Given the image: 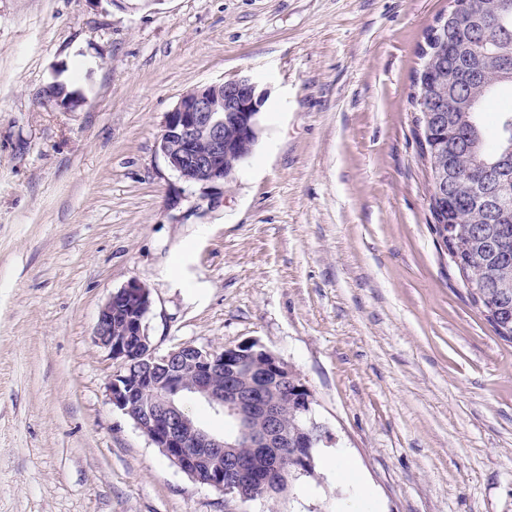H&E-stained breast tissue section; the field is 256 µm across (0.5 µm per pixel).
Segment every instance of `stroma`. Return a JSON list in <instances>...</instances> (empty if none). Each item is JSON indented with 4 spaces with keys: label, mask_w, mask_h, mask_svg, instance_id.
<instances>
[{
    "label": "stroma",
    "mask_w": 512,
    "mask_h": 512,
    "mask_svg": "<svg viewBox=\"0 0 512 512\" xmlns=\"http://www.w3.org/2000/svg\"><path fill=\"white\" fill-rule=\"evenodd\" d=\"M450 2L0 0V512H336L339 450L373 512H512V343L432 232L408 102ZM241 75L267 91L255 150L183 182L166 113ZM133 279L158 353L256 341L300 374L315 477L239 504L112 408L93 332ZM328 468L336 475V480L346 484L361 485V478L352 463L339 451L326 461Z\"/></svg>",
    "instance_id": "1"
}]
</instances>
